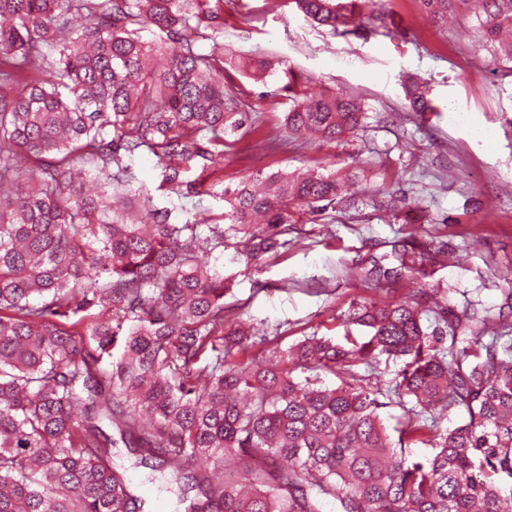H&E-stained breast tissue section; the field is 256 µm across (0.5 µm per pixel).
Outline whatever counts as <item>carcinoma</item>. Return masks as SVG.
<instances>
[{"label": "carcinoma", "mask_w": 512, "mask_h": 512, "mask_svg": "<svg viewBox=\"0 0 512 512\" xmlns=\"http://www.w3.org/2000/svg\"><path fill=\"white\" fill-rule=\"evenodd\" d=\"M459 1L486 16L478 48L512 61V0L421 3L446 24ZM290 3L345 35L373 0ZM222 37L224 0H0V512H146L122 448L173 512H512V330L456 290L432 322L410 297L355 300L343 339L314 333L273 362L244 354L275 336L237 322L215 335L231 292L224 225L174 212L221 199L256 260L285 245L295 216L335 209L353 176L278 172L260 193L210 182L215 151L246 134L228 68L256 83L274 71L224 59ZM311 83L283 70L288 134L334 142L361 127V99ZM403 91L431 110L421 82ZM142 150L173 208L134 186ZM397 259L368 276L415 270V252ZM382 359L398 365L386 402L356 375ZM392 403L393 428L381 412ZM455 409L468 419L438 426ZM420 445L431 453L413 454ZM199 456L206 473L185 467Z\"/></svg>", "instance_id": "1"}]
</instances>
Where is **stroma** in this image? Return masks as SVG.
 Instances as JSON below:
<instances>
[{
	"label": "stroma",
	"instance_id": "35a3bbf8",
	"mask_svg": "<svg viewBox=\"0 0 512 512\" xmlns=\"http://www.w3.org/2000/svg\"><path fill=\"white\" fill-rule=\"evenodd\" d=\"M384 22L364 35H338L285 6L284 0H229L224 49L270 57L314 81L315 90L357 94L366 119L336 143L289 135L287 106L275 83L244 81L256 107L245 140L225 148L216 175L252 187L257 173H323L346 164L357 177L341 184L347 208L293 225L276 254L238 256L239 234L224 237L220 264L232 282L224 309L247 327L278 334L279 347L319 332L343 336L338 319L355 300L391 303L413 296L434 315L429 291L458 285L480 289L482 304L512 327V62L475 51L479 22L457 4L447 26L435 24L420 0H382ZM411 76L424 80L434 109L411 112L403 92ZM489 131L474 139L461 118ZM273 139L255 154L249 142ZM406 201L410 214L380 210L386 196ZM414 246L430 259L425 274L393 284L367 279L372 265L397 266L396 252Z\"/></svg>",
	"mask_w": 512,
	"mask_h": 512
}]
</instances>
